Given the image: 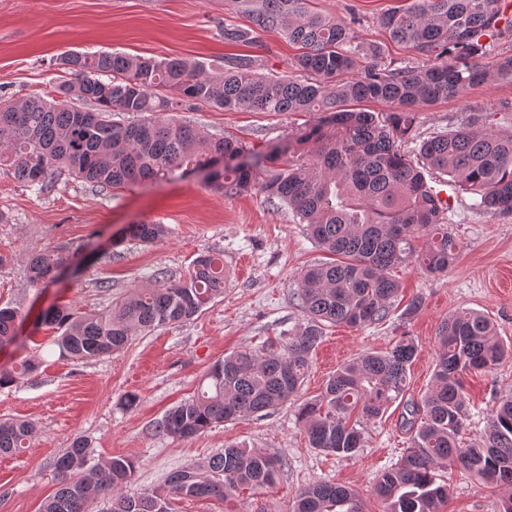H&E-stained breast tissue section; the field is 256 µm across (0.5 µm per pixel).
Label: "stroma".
Instances as JSON below:
<instances>
[{"instance_id":"1","label":"stroma","mask_w":512,"mask_h":512,"mask_svg":"<svg viewBox=\"0 0 512 512\" xmlns=\"http://www.w3.org/2000/svg\"><path fill=\"white\" fill-rule=\"evenodd\" d=\"M402 2L314 0V7L342 18L356 14L359 43L380 45L385 59L421 66L424 58L393 43L379 24L386 10ZM229 25H250L230 0H0V97L52 96L58 80L54 60L67 50L182 58L202 63L210 75L218 74L225 55L241 53L254 56L263 74L295 76L298 50L285 37L261 32L251 44L228 45L224 29ZM180 117L204 136L231 137L257 151L318 121L314 112H224L205 105ZM473 117L494 131H511L512 82L488 81L420 108L416 134L425 138ZM431 184L448 203L458 257L442 276L413 262L396 269L402 299L422 296L421 310L406 319L397 309L386 321L363 327H325L294 403L177 440L155 434L156 422L194 394L214 361L242 346L261 347L301 323L299 276L327 260V253L287 209L259 194L215 192L202 174L104 191L63 174L36 194L0 169V306L18 313L15 340L0 347V370L16 369L33 355L43 361L37 374L0 388V420L37 426L27 448L0 457V512H40L57 488L56 459L78 437L90 441L95 460H134L138 489L156 488L172 471L231 443L282 462L272 488L243 493L230 505L178 498L175 512H290L297 489L315 482L354 488L367 512H381L375 480L409 445L401 423L404 402L368 425L366 446L352 457L310 448L297 421L298 403L319 396L344 363L369 350L389 349L404 334L418 346L404 401L418 399L431 383L437 329L461 309L481 311L494 321L499 338L512 341V215L483 210L477 195L461 192L445 176H434ZM138 222L166 225L168 234L151 244L140 242L127 233ZM46 250L76 254L81 264L56 282L32 286L29 262ZM207 251L223 253L227 281L223 297L194 320L138 336L121 352L97 361L60 358L54 331L41 320L44 311L62 305L77 313L101 310L148 286L151 273L179 280ZM464 383L470 416L461 437L468 444L482 439L491 410L512 391V357L492 371L465 375ZM130 392L140 397L131 410L122 404ZM438 477L450 487L440 512H498L502 490L457 468H441Z\"/></svg>"}]
</instances>
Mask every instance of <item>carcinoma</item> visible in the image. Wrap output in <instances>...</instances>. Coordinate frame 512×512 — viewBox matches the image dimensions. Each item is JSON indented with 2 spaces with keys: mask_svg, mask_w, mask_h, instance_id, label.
Wrapping results in <instances>:
<instances>
[{
  "mask_svg": "<svg viewBox=\"0 0 512 512\" xmlns=\"http://www.w3.org/2000/svg\"><path fill=\"white\" fill-rule=\"evenodd\" d=\"M503 0H407L380 18L389 38L438 62L411 67L385 62L380 46L357 44V20L326 15L311 0H234L253 28L224 27V43L251 42L258 31L276 32L299 45L295 60L305 79L259 72L251 55H227L224 72L181 59L130 57L118 52L67 51L56 66L66 79L47 99L0 98V163L29 190L42 193L62 170L110 189L146 180H171L206 171L226 194L258 192L278 202L307 227L309 238L336 256L300 275L297 292L306 318L294 329L254 350L244 347L215 361L197 394L171 408L155 425L159 435L188 439L229 421L269 413L288 403L301 387L326 323L351 327L386 320L399 283L393 270L410 260L431 274L456 261L458 244L448 231L433 171L480 197L478 206L512 215V131L495 132L473 117L422 140L417 161L407 156L415 112L441 98L457 96L491 79L512 81V55L494 71L478 59L487 42L512 40V17ZM374 100L396 107L385 119L348 107ZM91 102L92 111L79 108ZM205 104L225 112H317L318 123L299 130L286 144L232 160L245 146L228 137L200 135L173 113ZM228 164L214 170L219 160ZM130 234L145 243L165 237L163 224H135ZM425 235L422 247L415 240ZM66 258L46 251L31 259L37 287L55 278ZM149 288H134L108 309L78 314L57 307L45 322L57 330L59 356L94 361L126 348L133 337L192 320L224 294V257L198 256L178 282L151 275ZM18 315L0 308V344L14 338ZM417 354L410 336L387 351H369L340 367L321 397L303 404L298 420L309 446L352 457L365 447L366 424L380 420L403 396ZM512 346L496 336L493 322L462 309L438 327L433 383L406 403L404 425L410 445L382 472L376 494L382 512H438L448 488L436 481L441 467H457L483 482L505 488L498 512H512V394L489 415L483 439L465 448L457 436L469 417L462 377L490 371ZM36 357L19 372L0 371V387L16 374H32ZM36 432L29 421L0 422V455L12 456ZM136 462L122 456L96 462L91 442L79 437L56 461L58 487L41 512H89L96 497H109L110 512H172L171 499L212 497L239 500L245 491L276 484L281 462L239 444L208 461L171 473L165 484L134 491ZM293 512H365L356 491L313 483L300 489Z\"/></svg>",
  "mask_w": 512,
  "mask_h": 512,
  "instance_id": "1",
  "label": "carcinoma"
}]
</instances>
